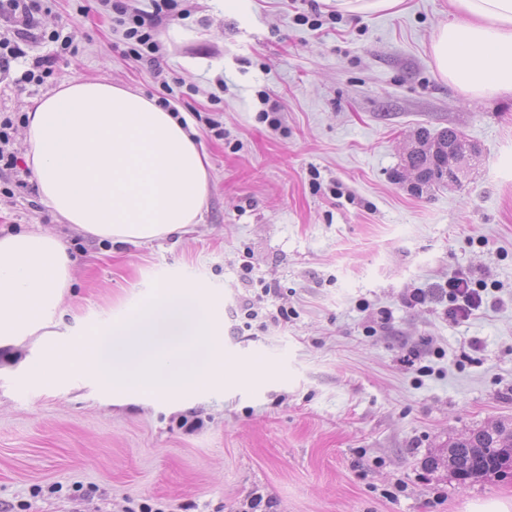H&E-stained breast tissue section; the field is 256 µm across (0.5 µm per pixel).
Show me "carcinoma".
I'll use <instances>...</instances> for the list:
<instances>
[{"label":"carcinoma","mask_w":512,"mask_h":512,"mask_svg":"<svg viewBox=\"0 0 512 512\" xmlns=\"http://www.w3.org/2000/svg\"><path fill=\"white\" fill-rule=\"evenodd\" d=\"M420 148L408 152L410 170L419 178L421 190L425 186H440L448 180V160L462 169L464 154L455 150L460 141L456 130L448 128L435 134L426 129L417 132ZM433 464L448 469L459 483L478 482L492 474L512 471V428L502 423H491L474 429L448 442V448Z\"/></svg>","instance_id":"1"}]
</instances>
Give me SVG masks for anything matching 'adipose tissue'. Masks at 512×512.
<instances>
[{"label":"adipose tissue","mask_w":512,"mask_h":512,"mask_svg":"<svg viewBox=\"0 0 512 512\" xmlns=\"http://www.w3.org/2000/svg\"><path fill=\"white\" fill-rule=\"evenodd\" d=\"M455 21L431 44L433 64L464 96L512 93V0H453ZM26 163L42 199L77 231L144 243L197 223L209 189L190 121L157 99L75 78L28 112ZM74 283L61 239L0 236V352L31 343L28 375L52 381L78 366L124 398L152 392L186 401L220 382L224 343L199 284L158 285L123 319L67 341L50 325Z\"/></svg>","instance_id":"1"}]
</instances>
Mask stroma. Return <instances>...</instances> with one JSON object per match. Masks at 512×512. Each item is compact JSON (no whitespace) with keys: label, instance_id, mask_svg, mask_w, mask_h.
<instances>
[{"label":"stroma","instance_id":"obj_1","mask_svg":"<svg viewBox=\"0 0 512 512\" xmlns=\"http://www.w3.org/2000/svg\"><path fill=\"white\" fill-rule=\"evenodd\" d=\"M42 29L79 52L42 85L22 83L30 43L0 78V113L28 112L75 76L177 100L209 163L203 218L142 245L81 234L36 184L4 194L0 234L54 231L75 283L56 330L85 336L171 280L217 305L224 381L177 404L113 398L86 372L46 383L0 372V512H469L512 508V475L462 485L430 466L450 439L512 426V94L464 101L430 45L451 0L338 13L330 0H185L164 22L161 75L126 60L123 26L100 0H51ZM320 18V28L299 24ZM276 103L280 129L262 122ZM219 121L223 137L210 130ZM458 130L477 151L460 183L414 193L406 156L419 128ZM465 271L491 284L468 320L417 288ZM284 323L245 329L243 298ZM368 310H361V303ZM387 311L375 335L364 329ZM419 350L427 373L409 368ZM194 414L202 428L180 419Z\"/></svg>","mask_w":512,"mask_h":512}]
</instances>
